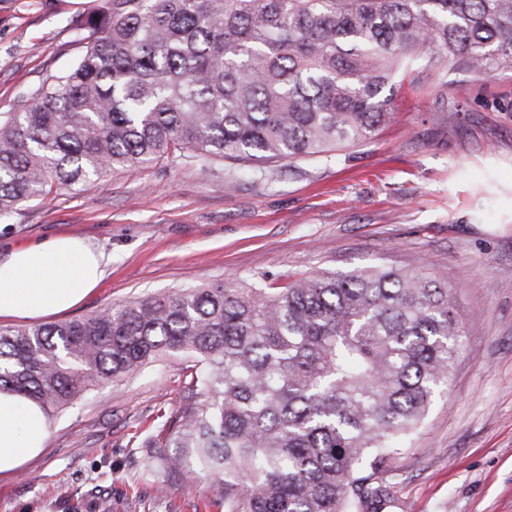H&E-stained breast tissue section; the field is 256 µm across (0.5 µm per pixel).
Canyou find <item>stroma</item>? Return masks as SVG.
<instances>
[{
  "mask_svg": "<svg viewBox=\"0 0 512 512\" xmlns=\"http://www.w3.org/2000/svg\"><path fill=\"white\" fill-rule=\"evenodd\" d=\"M93 0H0V112L26 106L81 53ZM400 74L392 121L328 160L262 168L162 161L23 206L0 249L59 233L111 253L62 321L228 276L272 286L321 269L423 268L462 320L447 390L393 463V512H512V70L477 75L435 48ZM195 362L166 357L93 387L41 453L0 474V512H223L208 480L150 473Z\"/></svg>",
  "mask_w": 512,
  "mask_h": 512,
  "instance_id": "stroma-1",
  "label": "stroma"
}]
</instances>
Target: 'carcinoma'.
<instances>
[{
  "label": "carcinoma",
  "instance_id": "obj_1",
  "mask_svg": "<svg viewBox=\"0 0 512 512\" xmlns=\"http://www.w3.org/2000/svg\"><path fill=\"white\" fill-rule=\"evenodd\" d=\"M85 44L0 113V223L62 187L159 161L329 158L391 115L396 77L435 47L512 69V0H95ZM461 321L417 270L219 283L82 319L0 330V392L50 420L161 357L196 361L191 403L145 445L165 477L211 479L224 512H390L400 449L448 386Z\"/></svg>",
  "mask_w": 512,
  "mask_h": 512
}]
</instances>
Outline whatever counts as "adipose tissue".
Masks as SVG:
<instances>
[{
	"instance_id": "obj_1",
	"label": "adipose tissue",
	"mask_w": 512,
	"mask_h": 512,
	"mask_svg": "<svg viewBox=\"0 0 512 512\" xmlns=\"http://www.w3.org/2000/svg\"><path fill=\"white\" fill-rule=\"evenodd\" d=\"M109 260L86 240L57 236L0 256V321L66 312L92 294ZM47 422L34 401L0 392V472L17 468L44 447Z\"/></svg>"
}]
</instances>
